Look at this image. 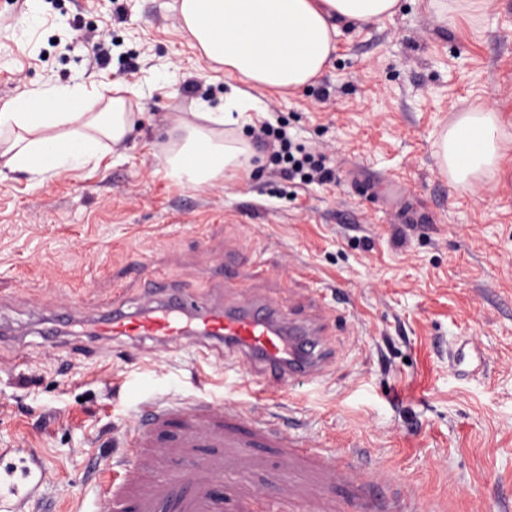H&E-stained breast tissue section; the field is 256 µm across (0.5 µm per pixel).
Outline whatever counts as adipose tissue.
Masks as SVG:
<instances>
[{
	"label": "adipose tissue",
	"instance_id": "ef3b65f1",
	"mask_svg": "<svg viewBox=\"0 0 512 512\" xmlns=\"http://www.w3.org/2000/svg\"><path fill=\"white\" fill-rule=\"evenodd\" d=\"M192 48L222 66L232 80L223 107L199 102L192 117L173 121L170 140L155 153L166 178L201 189L227 175L250 173V144L228 121L250 123L255 90L302 87L317 78L336 50L339 24L378 22L400 0H174ZM135 128L130 98L105 97L81 81L24 91L0 104V168L29 175L33 184L96 164L123 145ZM512 139L493 112L464 113L439 142L441 168L458 186L494 169Z\"/></svg>",
	"mask_w": 512,
	"mask_h": 512
}]
</instances>
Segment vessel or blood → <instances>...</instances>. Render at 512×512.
Listing matches in <instances>:
<instances>
[{
  "label": "vessel or blood",
  "instance_id": "1",
  "mask_svg": "<svg viewBox=\"0 0 512 512\" xmlns=\"http://www.w3.org/2000/svg\"><path fill=\"white\" fill-rule=\"evenodd\" d=\"M93 324L104 342L185 339L203 346L220 337L229 353L268 378L248 406L206 398L142 404L125 451L98 474L104 512H408L395 491L339 507L323 486L354 479L348 457L337 448L315 452L272 419L267 395L287 396L291 383L316 379L330 363L321 331L289 321L274 301L212 309L169 293L135 313L112 308ZM258 475L274 494L256 487ZM48 476L35 449L0 448V512L39 504Z\"/></svg>",
  "mask_w": 512,
  "mask_h": 512
}]
</instances>
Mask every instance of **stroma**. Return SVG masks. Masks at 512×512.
<instances>
[{
  "instance_id": "35a3bbf8",
  "label": "stroma",
  "mask_w": 512,
  "mask_h": 512,
  "mask_svg": "<svg viewBox=\"0 0 512 512\" xmlns=\"http://www.w3.org/2000/svg\"><path fill=\"white\" fill-rule=\"evenodd\" d=\"M403 0L393 17L341 24L336 53L306 87L265 92L243 136L251 175L194 190L157 170L155 144L210 105L224 75L180 31L173 0H0V102L45 83L136 86L142 113L97 166L32 185L0 173V448L40 449L46 504L97 512L93 468L122 452L143 402L250 400L222 346L103 344L41 318L88 320L145 304L152 286L206 304L280 303L325 317L334 357L312 384L270 399L278 424L323 448L351 447L365 471L444 512H512V150L470 188L441 172L435 142L472 106L512 135V0ZM114 59L92 69L87 29ZM323 154L336 179L289 182L263 124ZM266 273L255 276V265Z\"/></svg>"
}]
</instances>
